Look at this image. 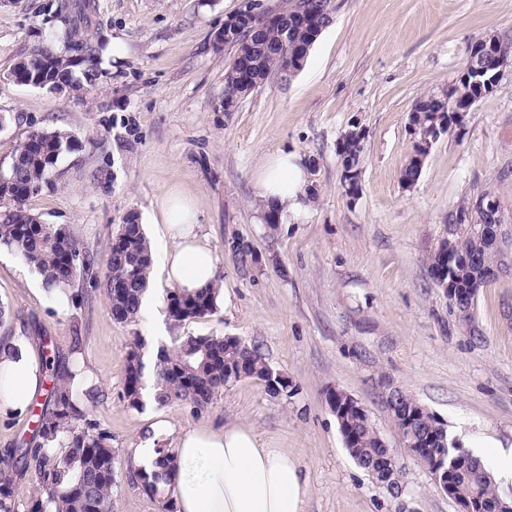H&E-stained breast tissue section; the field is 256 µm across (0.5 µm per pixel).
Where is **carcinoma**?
Wrapping results in <instances>:
<instances>
[{
	"instance_id": "1",
	"label": "carcinoma",
	"mask_w": 512,
	"mask_h": 512,
	"mask_svg": "<svg viewBox=\"0 0 512 512\" xmlns=\"http://www.w3.org/2000/svg\"><path fill=\"white\" fill-rule=\"evenodd\" d=\"M297 12L305 16L309 27H292V36L284 38L282 27L268 24L252 38L255 72L252 88L281 74L285 65L284 41H301L313 46L320 30L333 20L334 0H297ZM51 32L47 39L21 57L13 66L20 77L33 71L52 84L80 82L95 87L106 74L102 68L104 42L99 34L96 0H52ZM496 56L482 61L483 73H467L448 84L451 93H426L417 98L409 113V125L422 139L433 127L436 113L451 115L454 104L465 99L478 101L482 86L497 71L498 59L512 58V40L498 38ZM242 77L240 61L233 60L224 74V96L239 90ZM82 148L73 135L56 129H37L22 141L6 171H0V247L14 254L30 271L41 278L48 293L66 292L79 281L96 280V259L81 243L72 229L63 224H47L27 208V201L51 186L50 173L59 157ZM365 145L350 147L340 157L342 178L352 172L359 178ZM495 192L487 187L467 200L459 211L472 213L477 224H492L495 217L480 209V203L495 201ZM504 251L491 243L473 227L461 226L450 232L425 262L431 273L448 268L450 287L464 288L462 295L449 296L455 307L467 313L481 288L482 268L505 265ZM154 271L150 243L142 225L131 218L121 225L112 238L107 255L104 293L113 319L122 325L139 320L144 294ZM219 288L216 284L197 291L176 288L167 293L166 312L174 323L203 318L217 310ZM145 339L134 336L129 341L124 383V399L129 407L144 406L145 383L151 382V397L159 407L186 405L196 413L207 411L224 388L241 380H257L272 397L293 394L291 384L283 383L259 349L236 336H174L171 344L157 350L149 364L145 363ZM52 371L53 384L48 399L51 410L38 415L35 434L41 439L36 447L16 460L15 472L23 475L34 468L43 493L33 500L29 512H116L112 489L117 482L118 454L112 448V437L100 425L87 418L80 409L77 374L63 378L54 372L53 363L45 359ZM389 408L408 413L415 431L423 435L437 434L439 442L424 449V456L435 457L447 467L460 457L469 470L451 474L455 499L480 496L496 512L499 500L494 475L486 463L457 439L449 437L445 423L426 406L403 391L387 397ZM343 445L355 464L378 483L390 486L391 471H401L399 458L383 460V439L368 422L365 412L348 407L336 419ZM62 449L57 453L56 449ZM150 470L138 473L143 489L154 495L159 485L168 484L179 469L176 449L161 440L154 449Z\"/></svg>"
}]
</instances>
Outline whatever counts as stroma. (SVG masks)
Listing matches in <instances>:
<instances>
[{"mask_svg": "<svg viewBox=\"0 0 512 512\" xmlns=\"http://www.w3.org/2000/svg\"><path fill=\"white\" fill-rule=\"evenodd\" d=\"M295 0H98L107 71L95 89L57 91L16 83L15 61L47 32L50 0H0V168L38 128L77 137L59 157L52 185L28 209L66 224L97 256L127 215L138 216L155 260L171 247L160 201L179 192L198 213V231L218 258L222 302L215 314L176 325L165 312L174 288L155 271L139 322L114 321L104 290L88 303L48 294L39 278L0 250V326L15 349L54 358L59 374L80 372L81 407L112 436L122 465L140 468L139 447L154 446L152 424L168 420L169 443L204 423H240L267 447L294 457L306 478L304 512H457L429 471L401 457L404 492L390 491L347 454L327 390L340 388L369 410L389 447L400 434L386 397L400 388L442 419L476 455L512 446V269L479 288L469 313L432 285L425 260L448 235L459 207L493 187L512 209V66L494 91L441 136L412 187L401 171L413 152L409 113L423 93L446 89L471 43L512 38V0H335L333 23L289 79H269L232 110L224 73L235 50L214 35L245 8L273 13ZM367 132L356 198L342 180L337 144L352 122ZM288 148L317 161L308 212L264 219L253 177L263 157ZM80 330L83 343L70 336ZM220 334L259 345L288 377L291 397H270L261 382L227 387L213 408L139 410L123 397L130 336L150 348L172 337ZM31 410L0 412V473L13 476L17 512H28L38 478L13 475L5 457L31 442ZM157 494L126 475L113 488L117 512H160Z\"/></svg>", "mask_w": 512, "mask_h": 512, "instance_id": "obj_1", "label": "stroma"}]
</instances>
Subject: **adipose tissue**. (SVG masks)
Instances as JSON below:
<instances>
[{
	"label": "adipose tissue",
	"mask_w": 512,
	"mask_h": 512,
	"mask_svg": "<svg viewBox=\"0 0 512 512\" xmlns=\"http://www.w3.org/2000/svg\"><path fill=\"white\" fill-rule=\"evenodd\" d=\"M263 205L301 215L311 200L303 157L295 152L266 155L255 173ZM173 246L163 273L194 291L214 280L217 258L196 232L197 213L180 195L159 206ZM40 383V368L28 355H0V410L26 409ZM179 470L169 490L177 512H303L305 486L297 462L266 447L251 429L238 424L201 425L177 443Z\"/></svg>",
	"instance_id": "1"
}]
</instances>
